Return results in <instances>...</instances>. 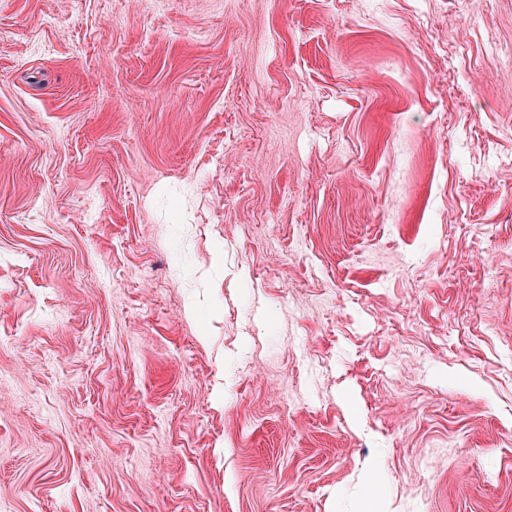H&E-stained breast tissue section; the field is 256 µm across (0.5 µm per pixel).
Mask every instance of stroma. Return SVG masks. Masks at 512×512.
Here are the masks:
<instances>
[{
    "label": "stroma",
    "instance_id": "1",
    "mask_svg": "<svg viewBox=\"0 0 512 512\" xmlns=\"http://www.w3.org/2000/svg\"><path fill=\"white\" fill-rule=\"evenodd\" d=\"M512 0H0V512H512ZM383 488V476L376 466H368L362 473V512L379 511L381 506V492Z\"/></svg>",
    "mask_w": 512,
    "mask_h": 512
}]
</instances>
